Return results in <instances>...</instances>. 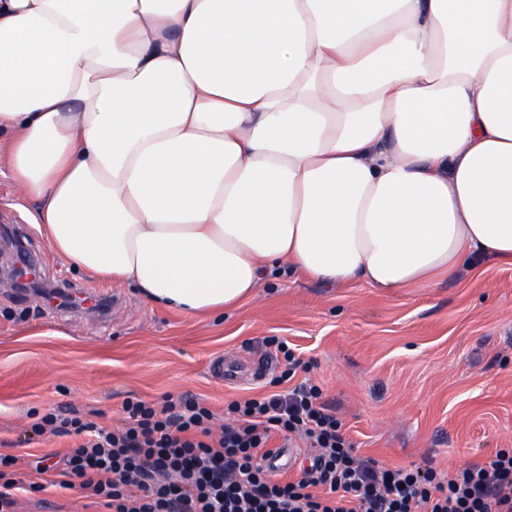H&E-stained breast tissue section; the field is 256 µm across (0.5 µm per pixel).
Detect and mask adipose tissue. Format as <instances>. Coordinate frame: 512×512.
I'll list each match as a JSON object with an SVG mask.
<instances>
[{
  "label": "adipose tissue",
  "instance_id": "obj_1",
  "mask_svg": "<svg viewBox=\"0 0 512 512\" xmlns=\"http://www.w3.org/2000/svg\"><path fill=\"white\" fill-rule=\"evenodd\" d=\"M65 263L206 315L512 265V0H0V134Z\"/></svg>",
  "mask_w": 512,
  "mask_h": 512
}]
</instances>
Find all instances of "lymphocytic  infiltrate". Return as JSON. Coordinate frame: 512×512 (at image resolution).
I'll list each match as a JSON object with an SVG mask.
<instances>
[{
	"instance_id": "obj_1",
	"label": "lymphocytic infiltrate",
	"mask_w": 512,
	"mask_h": 512,
	"mask_svg": "<svg viewBox=\"0 0 512 512\" xmlns=\"http://www.w3.org/2000/svg\"><path fill=\"white\" fill-rule=\"evenodd\" d=\"M319 386L231 401L228 423L198 398L127 401L112 430L74 411L54 410L34 434L69 436L58 460L42 458L29 481L11 478L17 456L0 454V507L10 490L75 489L107 512H512V450L443 473L431 465L387 467L358 455ZM309 444L310 463L292 479L272 478V437Z\"/></svg>"
}]
</instances>
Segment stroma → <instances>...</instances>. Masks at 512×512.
<instances>
[{"label":"stroma","mask_w":512,"mask_h":512,"mask_svg":"<svg viewBox=\"0 0 512 512\" xmlns=\"http://www.w3.org/2000/svg\"><path fill=\"white\" fill-rule=\"evenodd\" d=\"M38 204L20 198L0 165V227L19 228L47 284L110 300L107 324L87 310L0 286V453L40 457L69 437L30 434L32 413L73 408L121 426L128 399L166 394L203 399L215 413L273 390L265 337L287 341L311 364V379L359 454L400 465L454 469L512 448V265L480 259L429 288L385 292L364 284L325 288L293 272L265 279L261 299L188 316L149 303L125 283L69 269L32 222ZM242 366L216 381L217 359ZM55 512H99L77 490L15 495Z\"/></svg>","instance_id":"stroma-1"}]
</instances>
